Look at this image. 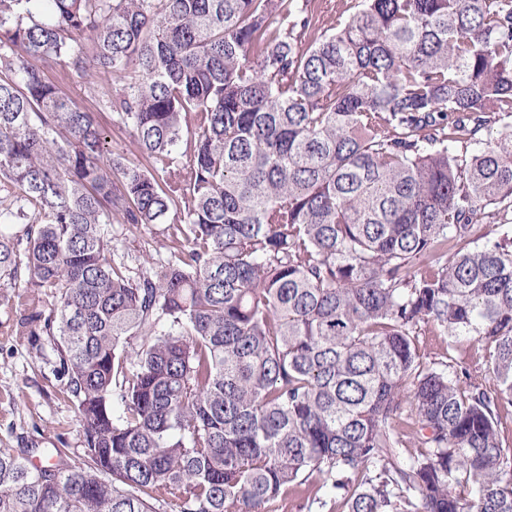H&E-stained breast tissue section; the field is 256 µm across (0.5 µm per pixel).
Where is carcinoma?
<instances>
[{"mask_svg": "<svg viewBox=\"0 0 512 512\" xmlns=\"http://www.w3.org/2000/svg\"><path fill=\"white\" fill-rule=\"evenodd\" d=\"M509 117L512 0H0V288L85 443L0 448V512H512ZM40 67L48 80L64 87L74 106L82 111L94 113L96 121L105 131L107 150L124 154L130 160L145 163L134 138L125 129L112 124L111 112L99 102L98 83L91 84L87 74L75 72L58 60L41 62ZM164 228L163 224L133 225L114 222L110 230L115 258L127 256V253L129 257H139L141 262L145 254H150L154 259L165 257L164 253H156V250L163 251L159 249L158 243L163 239Z\"/></svg>", "mask_w": 512, "mask_h": 512, "instance_id": "obj_1", "label": "carcinoma"}]
</instances>
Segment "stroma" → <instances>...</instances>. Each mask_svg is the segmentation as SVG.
I'll list each match as a JSON object with an SVG mask.
<instances>
[{"instance_id":"obj_1","label":"stroma","mask_w":512,"mask_h":512,"mask_svg":"<svg viewBox=\"0 0 512 512\" xmlns=\"http://www.w3.org/2000/svg\"><path fill=\"white\" fill-rule=\"evenodd\" d=\"M41 68L48 80L64 87L74 106L94 114L105 131L107 150L142 161L130 133L113 125L112 115L102 107L98 88L89 76L52 59ZM163 230L160 224H112L115 256L155 254ZM13 295V289L0 288V448L25 451L34 463L53 449L63 448L70 462H79L85 450L83 431L75 403L62 394L67 377L59 369L53 341L37 335V323L21 327L27 313L17 306Z\"/></svg>"}]
</instances>
